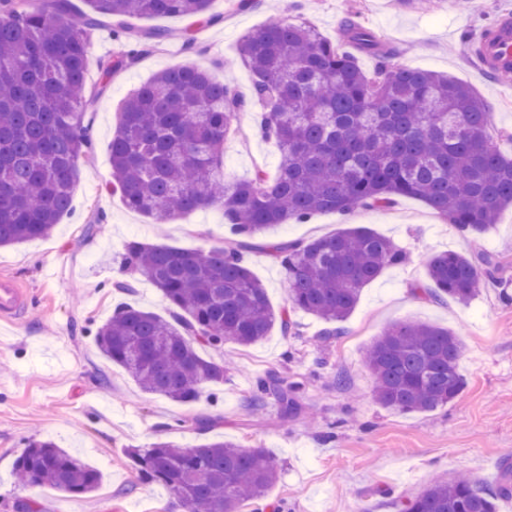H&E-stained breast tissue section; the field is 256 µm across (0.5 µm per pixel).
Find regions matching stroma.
Listing matches in <instances>:
<instances>
[{
    "label": "stroma",
    "instance_id": "35a3bbf8",
    "mask_svg": "<svg viewBox=\"0 0 512 512\" xmlns=\"http://www.w3.org/2000/svg\"><path fill=\"white\" fill-rule=\"evenodd\" d=\"M505 10L512 11V0H493L476 12L461 11L456 0H432L427 9L407 8L399 0H254L245 10L214 0L215 20L200 28L186 17L137 19L141 28L195 29L197 46L171 40L151 47L106 81L100 60L125 54L130 46L115 36L112 19L101 17L88 33L85 84L92 103L84 123L90 147L88 160L78 163L73 210L48 237L0 248V274L15 277L30 301L15 323H0V512H164L168 491L137 482L127 449L159 440L193 448L219 436L264 449L279 466L268 497L242 512H397L396 501L417 496L436 475L466 474L480 485L496 484L502 467L512 466V303L502 299L512 294V209L477 240L414 197L384 210L319 213L271 229L266 240L308 241L362 224L390 238L407 260L362 288L343 336L323 340V322L298 310L292 314L298 335L275 328L255 345L225 346L213 356L233 362L224 383L192 404L143 392L101 354L95 331L125 303L167 312L146 278H138L133 291H116L129 241L191 249L232 237L222 208L160 226L127 210L108 189L118 110L158 71L191 65L218 79L229 73L245 93L252 77L236 49L247 32L289 18L334 41L343 18L353 14L394 47L392 66L435 71L472 86L491 105L495 144L512 156V88L486 75L459 40ZM279 158L277 146L256 133L254 113H243L238 132L224 143V179H249L259 167L275 172ZM448 250H487L500 260L495 279L482 282L470 304L434 301L414 291L427 283V257ZM246 259L274 311L290 308L279 263L259 249L247 251ZM396 321L427 322L457 334L467 386L456 399L422 414L390 411L374 401L365 351ZM271 370L304 382L298 416L281 418L271 401L251 412L254 383ZM337 376L343 386L334 384ZM193 415L221 423L206 431L178 427L179 419ZM33 437L53 440L100 471L99 488L76 497L22 484L14 462Z\"/></svg>",
    "mask_w": 512,
    "mask_h": 512
}]
</instances>
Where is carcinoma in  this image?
Returning <instances> with one entry per match:
<instances>
[{
    "label": "carcinoma",
    "instance_id": "obj_1",
    "mask_svg": "<svg viewBox=\"0 0 512 512\" xmlns=\"http://www.w3.org/2000/svg\"><path fill=\"white\" fill-rule=\"evenodd\" d=\"M90 11L72 21L71 0L31 11L28 0H0V247L43 238L71 208L77 162L89 146L83 124L86 30L99 16L115 34L144 48L172 33L140 31L148 16L194 17L207 24L213 0H85ZM378 65L362 70L358 56ZM138 55L133 49L99 63L108 79ZM253 74L250 95L196 67L169 68L141 86L118 112L111 141V192L124 206L161 224L219 204L235 240L181 249L131 241L124 269L158 288L171 317L117 308L96 331L103 355L139 387L172 401L197 400L228 368L203 349L249 346L274 325L296 334L290 313H275L266 288L244 261L253 240L276 225L357 207L386 209L400 197L425 202L462 233L481 238L512 208V158L491 142L490 105L470 85L427 70L389 65L394 49L348 19L331 41L301 23H270L238 47ZM259 112L260 135L280 162L272 174L224 182V139L243 112ZM288 284L292 308L320 318L322 338L343 333L364 285L405 254L390 239L359 225L308 242L266 244ZM435 301L469 303L499 262L489 251L439 252L427 260ZM456 334L422 322L388 326L368 347L374 397L402 413L442 407L466 387L458 371ZM303 384L284 387L270 373L257 381L252 405L266 397L283 414L298 410ZM127 457L142 484H161L185 512H241L267 496L279 477L275 460L219 436L194 448L157 441ZM18 477L83 495L101 483L98 471L48 439L33 438L15 460ZM512 497V472L494 487L466 478L430 479L399 512H498Z\"/></svg>",
    "mask_w": 512,
    "mask_h": 512
}]
</instances>
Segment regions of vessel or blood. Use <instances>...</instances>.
<instances>
[{"label":"vessel or blood","instance_id":"b4317fda","mask_svg":"<svg viewBox=\"0 0 512 512\" xmlns=\"http://www.w3.org/2000/svg\"><path fill=\"white\" fill-rule=\"evenodd\" d=\"M470 56L493 78L512 83V14L501 13L465 42ZM26 288L15 279L0 277V319L15 320L28 307Z\"/></svg>","mask_w":512,"mask_h":512}]
</instances>
